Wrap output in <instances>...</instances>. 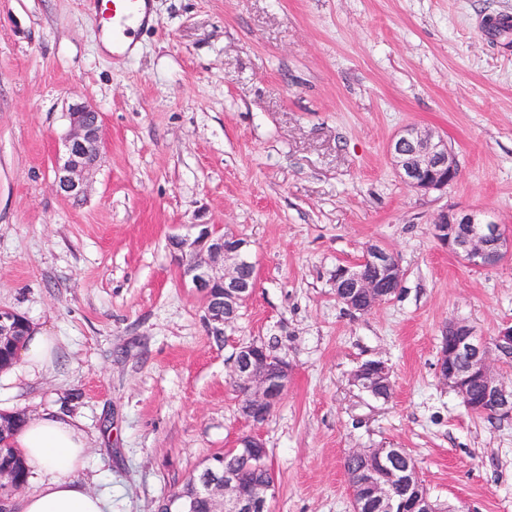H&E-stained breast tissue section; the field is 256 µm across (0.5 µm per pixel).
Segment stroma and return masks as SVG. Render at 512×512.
Returning a JSON list of instances; mask_svg holds the SVG:
<instances>
[{
	"label": "stroma",
	"mask_w": 512,
	"mask_h": 512,
	"mask_svg": "<svg viewBox=\"0 0 512 512\" xmlns=\"http://www.w3.org/2000/svg\"><path fill=\"white\" fill-rule=\"evenodd\" d=\"M135 53L102 46L92 0H0V309L57 340L54 370L0 373V412L78 421L82 477L111 512H156L210 456L258 434L271 512H353L344 458L407 449L447 512H512V420L467 412L435 375L442 329L512 323V260L476 267L431 223L489 215L512 239V0H151ZM104 150L85 199L54 184L73 104ZM408 127L443 135L447 188L406 185L388 152ZM246 238L258 278L214 336L173 234ZM376 243L399 293L367 315L333 275ZM292 370L262 425L232 386L240 344ZM385 360L389 401L351 382Z\"/></svg>",
	"instance_id": "35a3bbf8"
}]
</instances>
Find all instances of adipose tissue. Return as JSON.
I'll list each match as a JSON object with an SVG mask.
<instances>
[{
  "label": "adipose tissue",
  "instance_id": "adipose-tissue-1",
  "mask_svg": "<svg viewBox=\"0 0 512 512\" xmlns=\"http://www.w3.org/2000/svg\"><path fill=\"white\" fill-rule=\"evenodd\" d=\"M54 350V337L32 330L15 367L31 378L42 376L53 365ZM15 445L39 480L37 490L20 499V512H107L106 497L91 492L80 477L88 442L75 420L47 412L27 419L15 435Z\"/></svg>",
  "mask_w": 512,
  "mask_h": 512
}]
</instances>
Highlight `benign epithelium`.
Masks as SVG:
<instances>
[{"instance_id": "benign-epithelium-1", "label": "benign epithelium", "mask_w": 512, "mask_h": 512, "mask_svg": "<svg viewBox=\"0 0 512 512\" xmlns=\"http://www.w3.org/2000/svg\"><path fill=\"white\" fill-rule=\"evenodd\" d=\"M65 153L55 162V184L69 197L80 200L88 193V175L102 152L100 113L84 104L72 106ZM390 154L403 179L412 188L442 189L458 175L455 156L448 142L431 131L404 130L390 144ZM194 235H174L170 245L184 281L204 300L206 319L214 334L224 335L240 308L252 296L257 283L255 266L247 261L249 242L222 231L216 224H197ZM432 232L449 252L478 267H493L512 256V243L493 220L464 212H442L433 221ZM403 270L394 254L376 244L367 245L359 263L341 266L335 275L336 298L342 304L369 314L391 300L403 280ZM16 312L0 309V341L22 335ZM444 335L449 343L440 350L435 373L473 414L491 413L512 417V383L505 381L501 365L512 358V324L499 329L490 340L477 336L464 321H450ZM291 379L283 358L274 356L256 342L238 347L232 366V382L239 394V409L249 422L259 425L280 405ZM353 382L376 399L389 400L393 391L390 368L382 360L362 363ZM239 456L264 466L268 450L256 435L241 437L234 448ZM398 448H353L351 456L365 460L358 480L351 484L356 512L368 507L374 512H436L416 470L394 467ZM277 481L261 484L244 481L234 468L224 466V455L211 456L197 472L192 492L177 490L163 499L158 512H195L196 502L206 499L208 512H271Z\"/></svg>"}]
</instances>
